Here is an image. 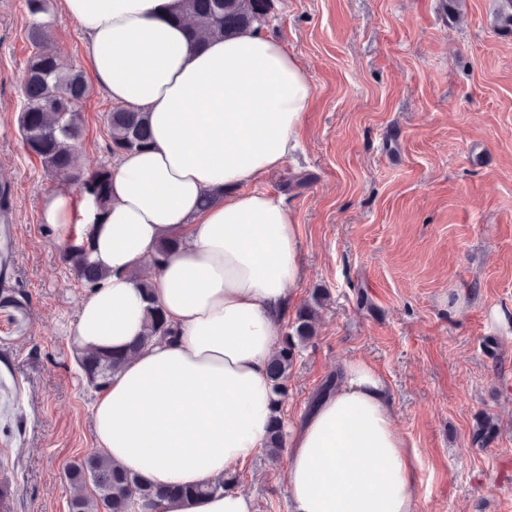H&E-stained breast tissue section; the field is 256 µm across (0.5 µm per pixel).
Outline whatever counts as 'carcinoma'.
I'll return each instance as SVG.
<instances>
[{
	"label": "carcinoma",
	"mask_w": 512,
	"mask_h": 512,
	"mask_svg": "<svg viewBox=\"0 0 512 512\" xmlns=\"http://www.w3.org/2000/svg\"><path fill=\"white\" fill-rule=\"evenodd\" d=\"M181 19L204 40L212 36L229 37L267 23L273 0H181ZM497 24L512 32V0H499ZM29 18L26 36L32 50L25 61L23 94L18 123L24 125L23 144L42 167L56 178L76 180L104 208L111 202L109 188L112 166L103 163L90 172L76 167L75 145L80 136L78 104L89 94L88 84L79 70L65 65L48 43L47 0H25ZM109 153L118 158L148 147L150 136L145 113L130 107H115L106 113ZM63 261L84 287L91 289L101 279L100 271L89 261L85 248L63 251ZM325 294L316 291L312 303L299 309L287 326L283 341L269 367L275 399L273 402L266 452L275 459L283 448L285 419L283 405L289 373L303 344L315 336L318 308ZM173 337L162 308L149 303L143 343L153 337ZM141 345L119 350H87L78 359L85 379L95 388L105 385ZM70 481L88 485L91 492L72 499L71 512H135L152 509L160 512L162 503L174 497L206 494L215 485L155 488L135 472L125 469L102 451H95L67 468Z\"/></svg>",
	"instance_id": "obj_1"
}]
</instances>
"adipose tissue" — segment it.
<instances>
[{"label": "adipose tissue", "mask_w": 512, "mask_h": 512, "mask_svg": "<svg viewBox=\"0 0 512 512\" xmlns=\"http://www.w3.org/2000/svg\"><path fill=\"white\" fill-rule=\"evenodd\" d=\"M85 35L88 66L119 106L143 111L148 150L121 158L103 210L48 194L43 220L87 245L104 274L71 330L80 349L141 340L148 301L175 337L152 340L92 404L95 441L157 486L217 482L267 439L268 367L301 276L298 226L283 197L257 189L296 149L314 97L280 41L250 29L195 46L180 0H58ZM213 194L201 208L203 194ZM167 237L181 249L158 256ZM152 265L151 298L135 271ZM291 512H416L415 457L387 386L348 362L332 393L302 414L286 449ZM164 512H255L235 487L165 503Z\"/></svg>", "instance_id": "ef3b65f1"}]
</instances>
